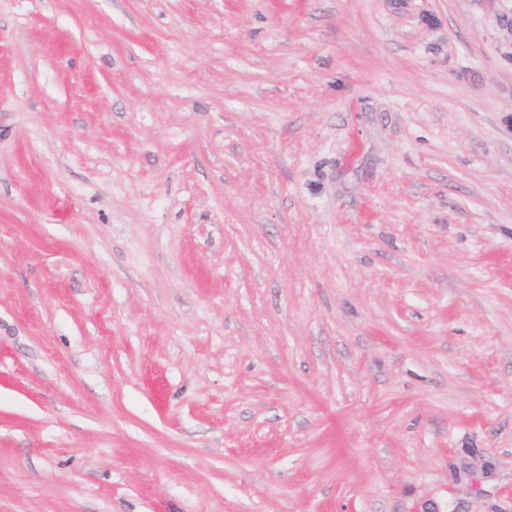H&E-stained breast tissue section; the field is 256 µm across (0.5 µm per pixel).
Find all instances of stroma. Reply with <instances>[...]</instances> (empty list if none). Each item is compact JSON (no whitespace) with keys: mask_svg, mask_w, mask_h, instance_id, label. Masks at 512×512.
I'll return each mask as SVG.
<instances>
[{"mask_svg":"<svg viewBox=\"0 0 512 512\" xmlns=\"http://www.w3.org/2000/svg\"><path fill=\"white\" fill-rule=\"evenodd\" d=\"M0 512H512V0H0Z\"/></svg>","mask_w":512,"mask_h":512,"instance_id":"35a3bbf8","label":"stroma"}]
</instances>
